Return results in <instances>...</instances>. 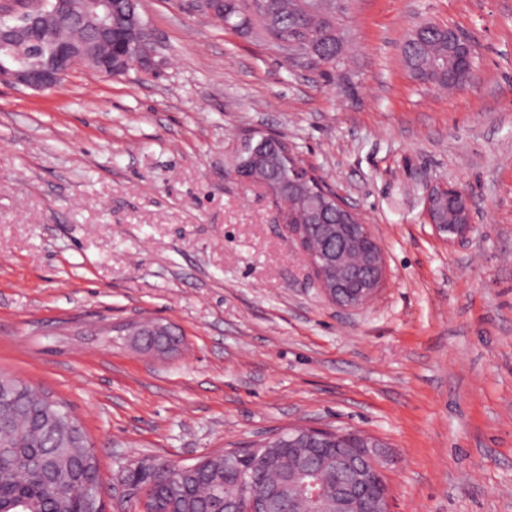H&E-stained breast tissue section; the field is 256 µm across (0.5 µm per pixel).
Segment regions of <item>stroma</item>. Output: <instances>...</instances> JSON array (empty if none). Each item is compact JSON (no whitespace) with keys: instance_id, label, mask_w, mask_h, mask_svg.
Listing matches in <instances>:
<instances>
[{"instance_id":"stroma-1","label":"stroma","mask_w":512,"mask_h":512,"mask_svg":"<svg viewBox=\"0 0 512 512\" xmlns=\"http://www.w3.org/2000/svg\"><path fill=\"white\" fill-rule=\"evenodd\" d=\"M139 11L155 74L0 85V376L79 419L108 512L142 464L300 426L382 441L389 512H512V0H352L336 68L181 0ZM425 22L474 45L453 92L404 65ZM252 132L370 225L386 273L367 307L325 299L266 188L231 176ZM446 185L471 202L451 241L426 218ZM145 321L178 351L132 345Z\"/></svg>"}]
</instances>
